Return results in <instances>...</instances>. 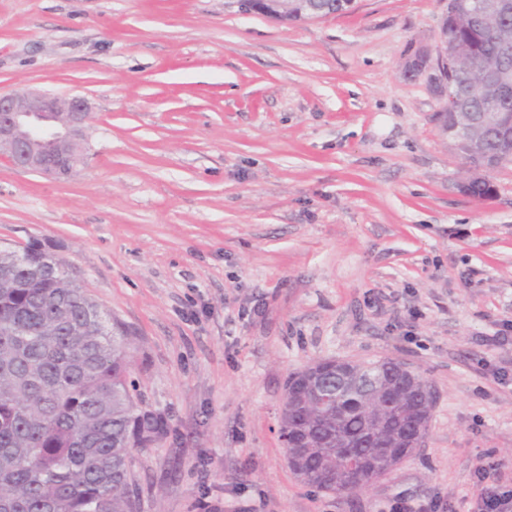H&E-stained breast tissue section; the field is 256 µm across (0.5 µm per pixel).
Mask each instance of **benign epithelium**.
Here are the masks:
<instances>
[{"label": "benign epithelium", "instance_id": "obj_1", "mask_svg": "<svg viewBox=\"0 0 512 512\" xmlns=\"http://www.w3.org/2000/svg\"><path fill=\"white\" fill-rule=\"evenodd\" d=\"M314 0H261L258 8L265 15L286 19L290 13L301 15L315 11ZM500 18L512 15V0H484L470 14L481 27L487 15ZM456 67L476 72L478 64L467 57H456L445 38L439 39L436 54L420 51L404 64V76L423 79L440 99L448 98L446 73L448 60ZM484 86L500 103L512 102V70L502 65L481 74ZM89 102L81 95H60L24 89L0 94V152L19 169L53 179H68L84 163ZM455 131L468 146V154L478 159L486 155L487 136L495 134L499 150L490 164L471 168L468 178L458 184L465 196L472 187L494 169L512 165V119L505 112H474L467 105L454 107Z\"/></svg>", "mask_w": 512, "mask_h": 512}]
</instances>
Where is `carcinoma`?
Returning <instances> with one entry per match:
<instances>
[{
    "label": "carcinoma",
    "instance_id": "obj_1",
    "mask_svg": "<svg viewBox=\"0 0 512 512\" xmlns=\"http://www.w3.org/2000/svg\"><path fill=\"white\" fill-rule=\"evenodd\" d=\"M469 0L442 21L448 43L498 63L495 38L468 23ZM37 242L0 247V512H139L133 451L163 442L164 413L138 393L130 341L69 274L59 258L45 269ZM337 389L336 406L305 400L307 380L289 375L291 396L279 425L288 467L327 493H350L413 453L395 432L429 421L426 387L397 392L376 438L365 430L370 393L401 385L392 361L361 365L369 391L336 387V360L313 363Z\"/></svg>",
    "mask_w": 512,
    "mask_h": 512
}]
</instances>
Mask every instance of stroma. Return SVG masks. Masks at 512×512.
<instances>
[{
	"instance_id": "obj_1",
	"label": "stroma",
	"mask_w": 512,
	"mask_h": 512,
	"mask_svg": "<svg viewBox=\"0 0 512 512\" xmlns=\"http://www.w3.org/2000/svg\"><path fill=\"white\" fill-rule=\"evenodd\" d=\"M443 0H355L302 22L238 0H0V93L91 106L66 180L0 157V243L37 241L129 336L171 433L134 453L140 512H469L512 487V165L463 196L443 102L402 65ZM408 364L435 389L422 448L349 494L298 481L290 372ZM478 477V492L473 501V512H511L512 490L498 483H487L488 469L478 464L475 468Z\"/></svg>"
}]
</instances>
